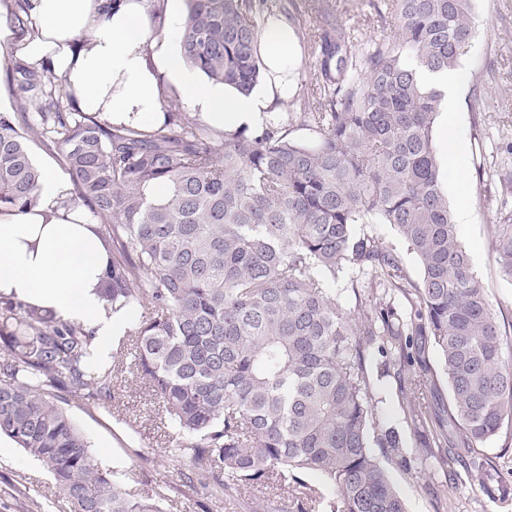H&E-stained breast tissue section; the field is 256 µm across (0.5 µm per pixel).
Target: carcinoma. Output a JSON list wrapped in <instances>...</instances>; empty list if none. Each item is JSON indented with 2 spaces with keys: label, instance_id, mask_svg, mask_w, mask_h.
Here are the masks:
<instances>
[{
  "label": "carcinoma",
  "instance_id": "obj_1",
  "mask_svg": "<svg viewBox=\"0 0 512 512\" xmlns=\"http://www.w3.org/2000/svg\"><path fill=\"white\" fill-rule=\"evenodd\" d=\"M471 2L384 0L393 35L368 44L320 13L301 111L219 137L183 107L148 130L107 122L77 111L48 68L4 63L13 111L0 112V205L38 200L36 130L71 175L65 204L87 206L112 243L104 307L140 312L131 347L101 361L92 331L0 298V434L44 464L71 512H163L164 490L129 498L66 409L112 413L119 358L175 435L145 461L162 476L180 466L181 495L279 487L303 471L333 489L328 500L266 496L253 512H407L381 459L479 471L487 444L512 438V342L448 204L434 145L442 93L417 80L469 52ZM186 4L178 39L191 67L241 91L265 78L266 0ZM26 5L15 0L0 27L34 32ZM363 224L391 225L419 278ZM489 235L512 280V210ZM341 274L352 307L325 287ZM375 355L381 375H397L413 448L382 415Z\"/></svg>",
  "mask_w": 512,
  "mask_h": 512
}]
</instances>
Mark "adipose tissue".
<instances>
[{
    "mask_svg": "<svg viewBox=\"0 0 512 512\" xmlns=\"http://www.w3.org/2000/svg\"><path fill=\"white\" fill-rule=\"evenodd\" d=\"M185 0H166L164 33L153 31L148 0H28L36 37L0 41L30 62H49L81 111L113 123L151 128L162 116L161 85L173 86L190 111L219 131L261 128L283 111L294 31L286 17L267 21L259 42L269 75L249 93L206 80L181 54L177 24ZM419 80L444 94L440 121L442 158L457 170L456 222L469 221L468 186L461 170L465 147L447 116L455 112L462 82L458 71L419 72ZM39 200L28 210L0 207V297L48 309L57 318L95 332L102 349L122 335L127 316L105 309L98 294L110 260L99 224L82 207L67 206L71 183L54 164L40 166Z\"/></svg>",
    "mask_w": 512,
    "mask_h": 512,
    "instance_id": "obj_1",
    "label": "adipose tissue"
}]
</instances>
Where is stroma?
I'll return each instance as SVG.
<instances>
[{
    "instance_id": "35a3bbf8",
    "label": "stroma",
    "mask_w": 512,
    "mask_h": 512,
    "mask_svg": "<svg viewBox=\"0 0 512 512\" xmlns=\"http://www.w3.org/2000/svg\"><path fill=\"white\" fill-rule=\"evenodd\" d=\"M373 0H293V12L302 28H312L319 10L328 9L355 27L363 40L386 35ZM475 47L459 65L463 85L459 94L457 129L467 144L465 175L469 185L470 222L461 226L459 239L471 257L501 329L512 337V282L495 261L488 235L504 209H512V192L504 191L501 177L512 171V155L504 134H512V0H475ZM118 402L112 413H69L91 444L94 457L106 469H121L124 486L137 497L152 495L156 477L144 462L146 455L167 446L169 437L158 426L155 405L131 378L119 381ZM402 492L408 512H512L507 500L491 498L487 483L466 471L448 480L434 479L388 465ZM170 488L164 512H250L258 489L242 488L234 496L210 499L205 505L176 492L177 473L167 475ZM0 512H70V505L45 466L14 447L0 452Z\"/></svg>"
}]
</instances>
